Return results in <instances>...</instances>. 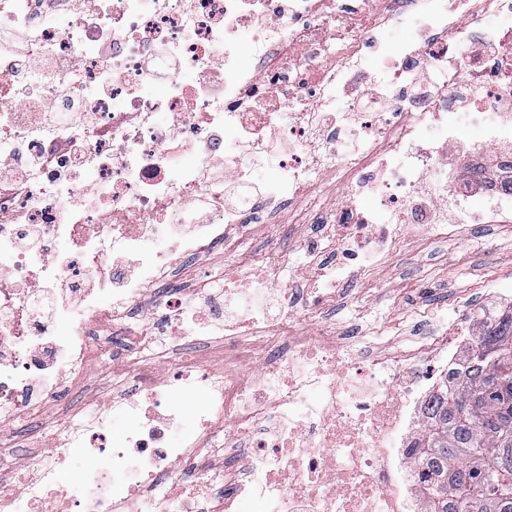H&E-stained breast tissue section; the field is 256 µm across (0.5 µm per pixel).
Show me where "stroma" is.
<instances>
[{
  "instance_id": "stroma-1",
  "label": "stroma",
  "mask_w": 512,
  "mask_h": 512,
  "mask_svg": "<svg viewBox=\"0 0 512 512\" xmlns=\"http://www.w3.org/2000/svg\"><path fill=\"white\" fill-rule=\"evenodd\" d=\"M341 196L339 180L324 177L306 197V215L288 207L276 209L271 223L245 224L233 230L232 252L215 248L206 257L184 258L168 276L182 288H193L200 276H223L237 287L253 278L258 258L287 255L293 265L304 261L301 245L316 230L326 210ZM512 287V229L498 224H462L446 234L408 227L398 250L366 262L356 280L341 284L335 302L308 312L299 331L320 326L356 328L365 344L389 350H411L428 336H446L450 324L474 334L479 314L511 304L499 288ZM112 353L96 359L84 379L65 383L46 401L41 419H21L9 435L15 445L14 467L0 469V485L23 495L18 461L42 451L39 435L66 415L86 408L112 410V396L133 393L122 377L137 355L129 331L112 330Z\"/></svg>"
}]
</instances>
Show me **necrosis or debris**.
Returning a JSON list of instances; mask_svg holds the SVG:
<instances>
[{
  "instance_id": "obj_1",
  "label": "necrosis or debris",
  "mask_w": 512,
  "mask_h": 512,
  "mask_svg": "<svg viewBox=\"0 0 512 512\" xmlns=\"http://www.w3.org/2000/svg\"><path fill=\"white\" fill-rule=\"evenodd\" d=\"M82 2L0 0V467L8 428L41 409L32 392L86 373L91 320L123 322L168 266L327 172L341 174L342 200L303 245L311 310L329 299L318 282L353 281L402 225L468 216L473 193L482 220H512V27L490 23L512 0ZM373 14L408 38L368 43ZM468 125L479 136L459 168L446 155ZM19 169L26 184L9 189ZM115 253L136 276L117 272ZM219 305L208 279L171 292L141 325L142 349L160 359L168 340L229 342L259 326L287 349L256 369H130L156 408L205 388L204 434L173 444L176 412L113 396L111 414L59 422L62 447L26 461L36 481L0 494V512H48L55 493L73 512H118L126 495L136 512H424L410 431L468 336L369 353L353 333L298 335L287 306L241 324ZM235 436L248 441L241 462L199 467L198 451L223 454Z\"/></svg>"
}]
</instances>
